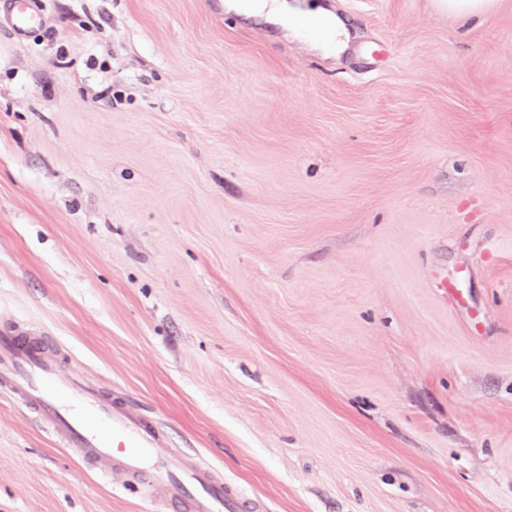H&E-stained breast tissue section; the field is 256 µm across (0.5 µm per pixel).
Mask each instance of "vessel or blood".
<instances>
[{"label": "vessel or blood", "mask_w": 512, "mask_h": 512, "mask_svg": "<svg viewBox=\"0 0 512 512\" xmlns=\"http://www.w3.org/2000/svg\"><path fill=\"white\" fill-rule=\"evenodd\" d=\"M0 14L19 37L40 16L34 0H0ZM0 376L23 384L45 429L65 447L81 449L100 463L101 475L117 466L135 480L170 489L162 512H242L245 507V497L214 476L159 459L162 437L154 427L61 374L57 361L29 342L23 329L0 330Z\"/></svg>", "instance_id": "1"}]
</instances>
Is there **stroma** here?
Masks as SVG:
<instances>
[{
	"label": "stroma",
	"instance_id": "stroma-1",
	"mask_svg": "<svg viewBox=\"0 0 512 512\" xmlns=\"http://www.w3.org/2000/svg\"><path fill=\"white\" fill-rule=\"evenodd\" d=\"M0 21V329L253 512H512V0ZM0 386V512H159ZM437 5L448 15L461 19L485 17L495 7L496 0H437ZM304 14L314 21L325 33L328 46L336 44L337 50H341L345 43L347 32L342 23L336 18L331 16L327 11L320 6L310 8Z\"/></svg>",
	"mask_w": 512,
	"mask_h": 512
}]
</instances>
